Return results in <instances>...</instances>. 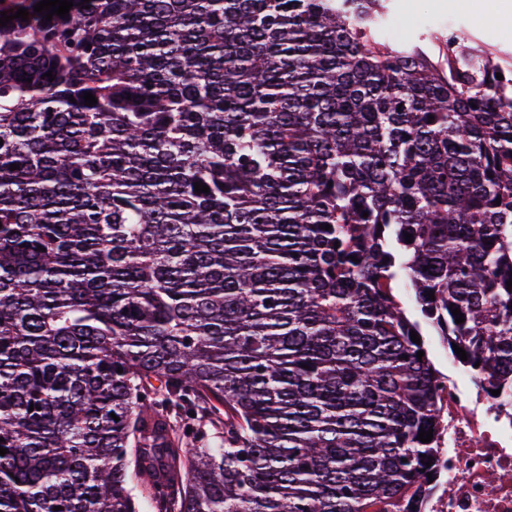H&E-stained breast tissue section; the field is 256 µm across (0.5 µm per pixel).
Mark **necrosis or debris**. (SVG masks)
I'll list each match as a JSON object with an SVG mask.
<instances>
[{"instance_id": "4bbe7bcc", "label": "necrosis or debris", "mask_w": 512, "mask_h": 512, "mask_svg": "<svg viewBox=\"0 0 512 512\" xmlns=\"http://www.w3.org/2000/svg\"><path fill=\"white\" fill-rule=\"evenodd\" d=\"M442 425L433 434L436 477L421 512H512V397L440 374Z\"/></svg>"}]
</instances>
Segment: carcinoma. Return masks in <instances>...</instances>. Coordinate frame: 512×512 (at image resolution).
I'll return each instance as SVG.
<instances>
[{
    "label": "carcinoma",
    "instance_id": "1",
    "mask_svg": "<svg viewBox=\"0 0 512 512\" xmlns=\"http://www.w3.org/2000/svg\"><path fill=\"white\" fill-rule=\"evenodd\" d=\"M39 2L0 25V512H400L427 333L512 381V63L388 0Z\"/></svg>",
    "mask_w": 512,
    "mask_h": 512
}]
</instances>
